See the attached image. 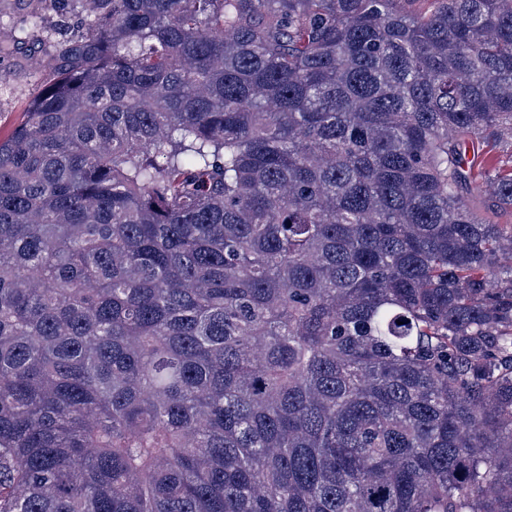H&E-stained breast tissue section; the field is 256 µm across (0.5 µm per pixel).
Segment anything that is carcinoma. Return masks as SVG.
<instances>
[{
    "label": "carcinoma",
    "mask_w": 512,
    "mask_h": 512,
    "mask_svg": "<svg viewBox=\"0 0 512 512\" xmlns=\"http://www.w3.org/2000/svg\"><path fill=\"white\" fill-rule=\"evenodd\" d=\"M53 2L0 512H512V0Z\"/></svg>",
    "instance_id": "carcinoma-1"
}]
</instances>
